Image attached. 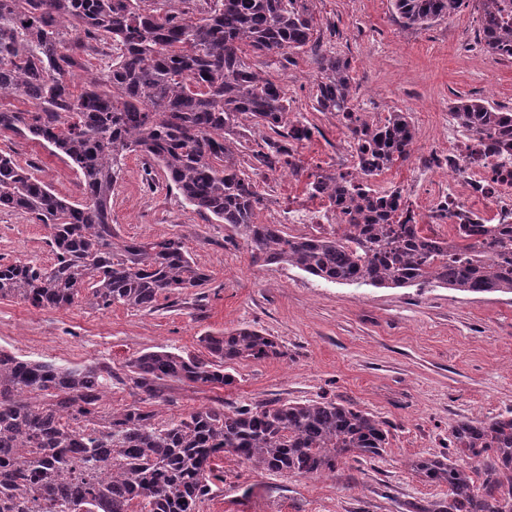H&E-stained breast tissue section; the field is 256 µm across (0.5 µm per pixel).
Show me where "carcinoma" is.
Instances as JSON below:
<instances>
[{
    "instance_id": "carcinoma-1",
    "label": "carcinoma",
    "mask_w": 512,
    "mask_h": 512,
    "mask_svg": "<svg viewBox=\"0 0 512 512\" xmlns=\"http://www.w3.org/2000/svg\"><path fill=\"white\" fill-rule=\"evenodd\" d=\"M186 0H0V136L19 135L70 158L83 201L56 196L10 154L0 152V209L29 215L49 231V265L0 263V300L60 309L83 299L93 309L152 310L158 298L199 288L209 275L191 259L186 236L124 240L112 225V190L130 152L149 156L187 205L231 226L252 262L287 265L321 280L377 288L434 283L457 291L512 294V229L459 227L458 240L432 237L408 210L371 193L367 180L325 170L304 173L290 142L284 86L254 59L288 60L308 49L318 83L314 109L330 112L367 153L371 174L405 160L414 129L404 112L383 122L353 106L350 63L317 47L310 0H209L195 16ZM481 42L512 57V0H479ZM464 0H394L407 27L456 14ZM86 40L112 43V62L79 82L71 54ZM19 101L28 108L11 104ZM449 113L469 134L512 143V112L459 100ZM258 139L249 169L237 159L238 131ZM274 132L278 139L264 135ZM305 188L342 205L345 227L294 236L263 224L257 179L282 166ZM207 356L167 351L128 362L136 399L100 414L112 367H63L0 350V512H196L229 454L255 471L321 476L350 461L383 456L386 422L334 399L204 407L161 419L167 381L228 386L224 365L280 358L270 336L244 327L207 331ZM450 455L410 463L446 497L411 512H512V414L452 427Z\"/></svg>"
}]
</instances>
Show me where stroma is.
<instances>
[{"mask_svg":"<svg viewBox=\"0 0 512 512\" xmlns=\"http://www.w3.org/2000/svg\"><path fill=\"white\" fill-rule=\"evenodd\" d=\"M311 7L322 49L350 62L355 110L372 121L407 113L416 153L440 150L448 107L458 99L512 110V59L482 49L477 0L426 28L404 26L392 0H312ZM268 73L314 128L298 148L306 168L330 169L337 153H350L336 117L314 109L317 72L310 53L292 54ZM0 151L56 195L82 200L80 172L64 155L19 136L0 137ZM263 187V220L269 210L286 212L304 197L302 183L285 172ZM112 222L126 240L185 234L207 284L161 295L151 312L96 310L80 301L37 310L0 300V349L63 366L110 365L115 378L108 403L116 408L133 399L124 381L129 359L161 350L198 355L205 332L249 326L273 336L283 357L231 366L229 386L168 383L174 402L163 407V418L177 420L222 401L327 397L390 425L382 459L350 462L320 477L261 473L224 457V478L198 512H400L402 503L446 492L418 478L408 460L442 452L456 420L512 410V294L336 284L285 265L252 263L245 245H231L229 225L186 206L162 169L140 152L125 160L112 193ZM48 235L28 215L1 209L0 262L50 264Z\"/></svg>","mask_w":512,"mask_h":512,"instance_id":"stroma-1","label":"stroma"}]
</instances>
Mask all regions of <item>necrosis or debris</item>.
<instances>
[{"mask_svg":"<svg viewBox=\"0 0 512 512\" xmlns=\"http://www.w3.org/2000/svg\"><path fill=\"white\" fill-rule=\"evenodd\" d=\"M446 158L452 182L433 188L431 203L413 204L416 223L452 238L458 225L496 224L512 213V152L494 150L486 139L452 137Z\"/></svg>","mask_w":512,"mask_h":512,"instance_id":"4bbe7bcc","label":"necrosis or debris"}]
</instances>
